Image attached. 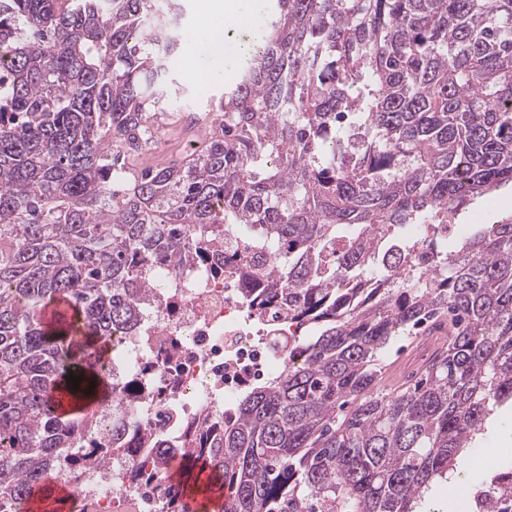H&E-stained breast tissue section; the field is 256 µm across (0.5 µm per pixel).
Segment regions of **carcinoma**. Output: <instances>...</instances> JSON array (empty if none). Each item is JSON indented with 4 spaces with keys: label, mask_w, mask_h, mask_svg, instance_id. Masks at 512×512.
Wrapping results in <instances>:
<instances>
[{
    "label": "carcinoma",
    "mask_w": 512,
    "mask_h": 512,
    "mask_svg": "<svg viewBox=\"0 0 512 512\" xmlns=\"http://www.w3.org/2000/svg\"><path fill=\"white\" fill-rule=\"evenodd\" d=\"M178 0H0V509L100 461L92 413L108 400L113 336L136 324L141 262L177 263L213 224L248 312L295 324L281 370L246 388L224 428L175 449L144 433L135 472L164 468L161 512H188L178 466L226 495L221 512H426L485 420L512 400V219L482 218L448 249L429 231L512 183V0H276L211 101L200 148L115 189L124 149L166 111L184 37ZM419 228L411 240L397 229ZM77 314L41 319L56 299ZM448 340L414 383L378 367L430 318ZM81 377L79 389L66 381Z\"/></svg>",
    "instance_id": "obj_1"
}]
</instances>
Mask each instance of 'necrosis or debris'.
I'll return each mask as SVG.
<instances>
[{
	"label": "necrosis or debris",
	"mask_w": 512,
	"mask_h": 512,
	"mask_svg": "<svg viewBox=\"0 0 512 512\" xmlns=\"http://www.w3.org/2000/svg\"><path fill=\"white\" fill-rule=\"evenodd\" d=\"M209 253L205 262L146 265L148 301L136 328L118 338L123 356L106 365L113 394L94 415L100 429L92 439L105 448L104 460L71 474L96 512H113L120 502L134 512H160L154 481L131 479L127 457L112 448L113 408L138 420L127 428V441H135L144 426L177 440L186 433L185 422L223 412L245 384L281 366V356L269 350L248 318L239 284L225 274L220 246ZM158 279L164 287H155ZM130 385L142 389L143 397H129Z\"/></svg>",
	"instance_id": "obj_1"
}]
</instances>
